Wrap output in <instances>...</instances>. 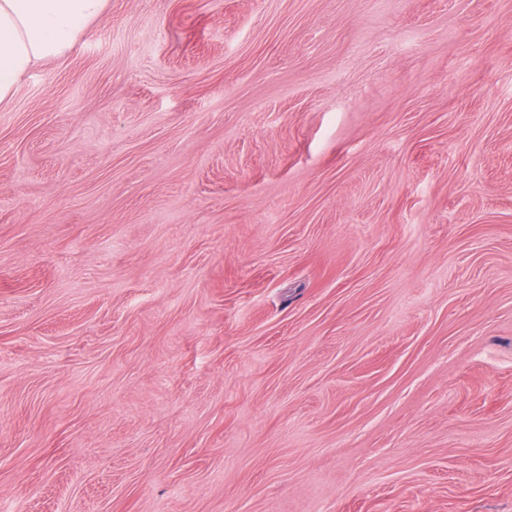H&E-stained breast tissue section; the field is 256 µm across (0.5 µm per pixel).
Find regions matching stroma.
<instances>
[{"mask_svg":"<svg viewBox=\"0 0 512 512\" xmlns=\"http://www.w3.org/2000/svg\"><path fill=\"white\" fill-rule=\"evenodd\" d=\"M0 512H512V0H109L28 74Z\"/></svg>","mask_w":512,"mask_h":512,"instance_id":"1","label":"stroma"}]
</instances>
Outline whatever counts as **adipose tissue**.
I'll list each match as a JSON object with an SVG mask.
<instances>
[{
	"mask_svg": "<svg viewBox=\"0 0 512 512\" xmlns=\"http://www.w3.org/2000/svg\"><path fill=\"white\" fill-rule=\"evenodd\" d=\"M107 0H0V103L38 65L66 57Z\"/></svg>",
	"mask_w": 512,
	"mask_h": 512,
	"instance_id": "1",
	"label": "adipose tissue"
}]
</instances>
